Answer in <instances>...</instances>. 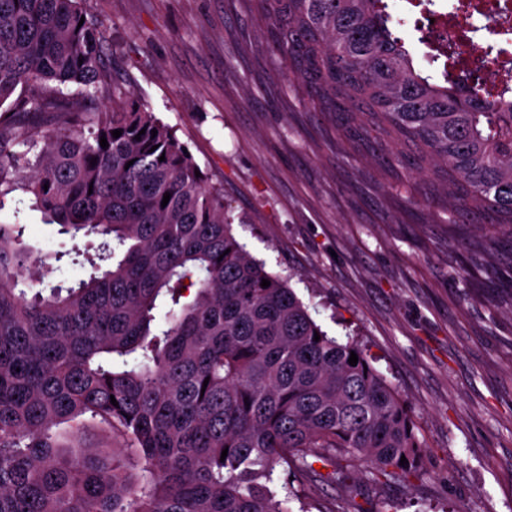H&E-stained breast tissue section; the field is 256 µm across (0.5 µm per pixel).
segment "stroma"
<instances>
[{
	"instance_id": "1",
	"label": "stroma",
	"mask_w": 512,
	"mask_h": 512,
	"mask_svg": "<svg viewBox=\"0 0 512 512\" xmlns=\"http://www.w3.org/2000/svg\"><path fill=\"white\" fill-rule=\"evenodd\" d=\"M238 0H82L110 27L100 107L134 97L173 127L224 189L235 236L329 334L354 336L411 410L429 449L411 483L297 491L321 512H512V243L445 202L411 160L313 111L268 56L264 22ZM0 223L43 261L45 286L91 267L56 259L65 237L29 202Z\"/></svg>"
}]
</instances>
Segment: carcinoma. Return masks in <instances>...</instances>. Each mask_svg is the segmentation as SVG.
I'll use <instances>...</instances> for the list:
<instances>
[{
	"instance_id": "obj_1",
	"label": "carcinoma",
	"mask_w": 512,
	"mask_h": 512,
	"mask_svg": "<svg viewBox=\"0 0 512 512\" xmlns=\"http://www.w3.org/2000/svg\"><path fill=\"white\" fill-rule=\"evenodd\" d=\"M248 9L314 111L433 172L447 202L512 240V88L417 64L389 0ZM104 43L80 0H0V209L21 191L62 233L96 236L101 271L30 294L44 271L0 224V512H309L275 475L343 482L344 456L419 477L403 401L236 239L223 188L174 129L134 100L67 110L64 91L92 99L105 79ZM86 416L124 454L59 447L53 429Z\"/></svg>"
}]
</instances>
